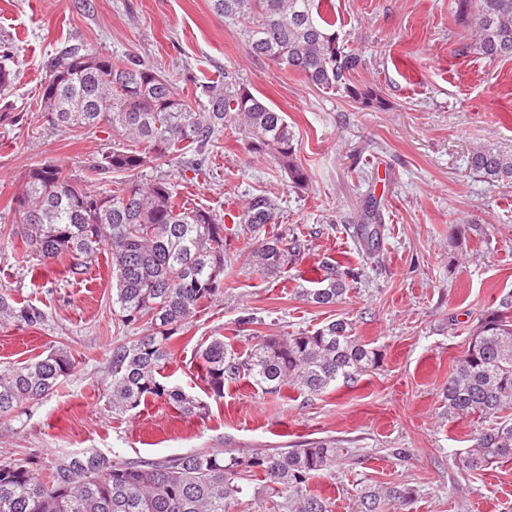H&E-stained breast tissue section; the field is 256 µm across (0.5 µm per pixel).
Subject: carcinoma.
<instances>
[{"label":"carcinoma","mask_w":512,"mask_h":512,"mask_svg":"<svg viewBox=\"0 0 512 512\" xmlns=\"http://www.w3.org/2000/svg\"><path fill=\"white\" fill-rule=\"evenodd\" d=\"M324 0H211V7L239 31L256 61L271 63L319 89L370 98L354 84L362 57L344 49L334 23L322 15ZM456 13L476 30L480 54L512 58V0H455ZM95 57L96 64L82 65ZM40 110L53 127L94 130L103 125L131 146L114 148L93 165L98 174L117 173L112 188L91 190L61 164L30 169L14 200L15 221L24 226V256L42 266L64 264L80 274L101 252L111 258L112 308L117 324L145 328L112 347L106 396L112 413L128 414L161 400L185 417L200 416L207 404L162 381L171 356L169 341L201 308L224 297V264L230 243L224 219L214 211L181 202L164 180L144 182L153 160L185 161L199 171L226 129L243 136L245 148L270 153L283 163L291 183L307 180L290 161L292 132L284 112L255 96L226 70L195 84L193 97L177 92L155 64L132 54L96 53L82 42L66 43L49 62ZM471 170L493 181H512V148L473 151ZM278 197L251 196L241 223L255 240V265L281 272L301 254L297 236L269 234L278 223ZM383 231L376 206H366L357 237L373 243ZM350 271L334 263L319 267L317 287L302 296L310 303H336ZM36 306L0 293V321L24 327L43 324ZM197 378L206 394L224 398V385L242 377L273 393L291 385L319 394L352 384L380 361V353L358 341L344 320L288 336H262L240 355L222 336L197 344ZM74 358L56 347L24 364L0 367V417L42 400L70 375ZM448 418L490 422L464 449L462 466L481 471L512 460V294L481 320L467 350L448 375L443 392ZM343 449L332 439L304 448H272L243 458L190 452L159 460L124 461L98 452L65 455L48 465L35 459L0 462V512H236L244 483L259 478L257 493L267 512H329L327 501L308 489L315 476L336 467ZM404 505L406 488L360 491L359 512H378L381 496Z\"/></svg>","instance_id":"cac0c4a2"}]
</instances>
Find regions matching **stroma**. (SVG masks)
Here are the masks:
<instances>
[{
    "label": "stroma",
    "instance_id": "1",
    "mask_svg": "<svg viewBox=\"0 0 512 512\" xmlns=\"http://www.w3.org/2000/svg\"><path fill=\"white\" fill-rule=\"evenodd\" d=\"M336 31L366 62L356 77L373 101L320 90L302 77L254 61L234 26L209 0H0V64L15 70L0 97V226L13 225L12 198L32 166L65 165L82 177L124 141L111 128H53L39 109L56 48L82 42L104 55L132 53L161 65L183 92L235 71L241 83L284 112L292 159L308 175L289 182L282 163L244 148L225 130L206 169L157 160L143 179H166L179 200L224 218L233 284L176 333L164 369L169 385L204 398L194 350L221 336L238 352L255 337L315 330L334 321L380 353L376 370L347 387L310 395L292 387L269 394L248 380L226 384L207 414L185 417L155 401L118 416L104 397L106 365L126 336L112 313L108 254L71 277L63 266L27 271L0 245V290L45 313L36 328L0 323V365H18L48 347L68 346L75 367L48 398L0 418V459L97 451L129 461L189 451L250 456L321 439L346 453L309 482L331 512H358L361 489H412V500L384 512H512V463L472 474L460 462L480 422L452 419L448 376L481 319L512 290V183L470 169L480 146L512 148V60L473 49L454 0H335ZM273 192L276 232L307 240L300 259L266 275L250 259L240 217L249 196ZM378 199L384 233L366 251L353 232ZM335 259L354 280L333 305L302 297L314 271Z\"/></svg>",
    "mask_w": 512,
    "mask_h": 512
}]
</instances>
